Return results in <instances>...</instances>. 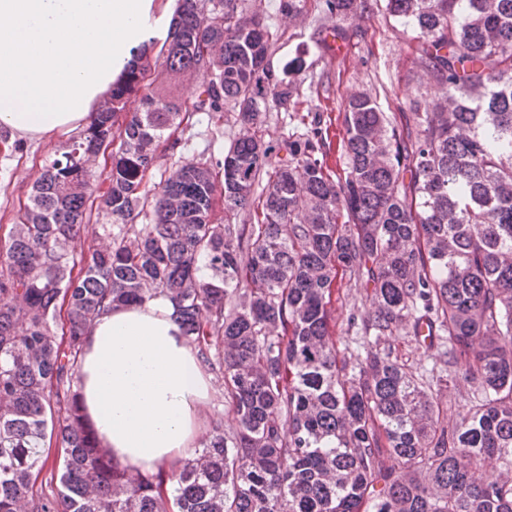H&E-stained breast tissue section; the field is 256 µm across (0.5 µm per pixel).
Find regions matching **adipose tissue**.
I'll return each mask as SVG.
<instances>
[{
  "mask_svg": "<svg viewBox=\"0 0 512 512\" xmlns=\"http://www.w3.org/2000/svg\"><path fill=\"white\" fill-rule=\"evenodd\" d=\"M179 0H0V126L44 140L82 129L134 50L163 43ZM78 399L112 461L176 473L206 431L213 379L163 297L95 321Z\"/></svg>",
  "mask_w": 512,
  "mask_h": 512,
  "instance_id": "ef3b65f1",
  "label": "adipose tissue"
}]
</instances>
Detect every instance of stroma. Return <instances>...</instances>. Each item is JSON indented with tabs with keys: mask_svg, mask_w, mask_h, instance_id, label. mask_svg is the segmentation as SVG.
<instances>
[{
	"mask_svg": "<svg viewBox=\"0 0 512 512\" xmlns=\"http://www.w3.org/2000/svg\"><path fill=\"white\" fill-rule=\"evenodd\" d=\"M245 9L247 13L260 14L281 36L271 57L274 70H281L288 60L302 55L311 63L314 73L325 72L331 77L328 96H319L305 86L301 89L299 111L268 113L262 125V137L270 145H277L293 132L303 131L305 124L316 118L327 128L332 145H339L344 134L343 105L356 92L369 93L382 111L394 113L415 95L431 96L437 91L434 82L413 62V33L386 21L382 15H353L340 21L339 28L349 47L348 55L340 57L331 49L318 48L320 35L312 17H285L279 9V0H245ZM181 127L189 137L187 144L172 152H161L148 174L149 182L171 176L181 161L202 154L215 160L222 158L240 133L236 116L231 112L215 115L194 112L184 119ZM67 141V136L60 135L22 142L16 150H0V243L16 223L45 159ZM371 308L370 293L344 289L341 300L334 302L332 309L338 346L352 340L347 331L349 316H365Z\"/></svg>",
	"mask_w": 512,
	"mask_h": 512,
	"instance_id": "stroma-1",
	"label": "stroma"
}]
</instances>
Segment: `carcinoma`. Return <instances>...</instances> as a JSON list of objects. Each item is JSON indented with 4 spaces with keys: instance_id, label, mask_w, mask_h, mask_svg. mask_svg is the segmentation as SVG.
Segmentation results:
<instances>
[{
    "instance_id": "cac0c4a2",
    "label": "carcinoma",
    "mask_w": 512,
    "mask_h": 512,
    "mask_svg": "<svg viewBox=\"0 0 512 512\" xmlns=\"http://www.w3.org/2000/svg\"><path fill=\"white\" fill-rule=\"evenodd\" d=\"M280 10L313 12L322 31L383 13L416 33L414 62L442 95L410 100L399 123L351 96L337 177L318 121L274 160L262 113L300 97L270 67L281 35L257 13L240 26L243 0H181L161 75L144 82L151 57H138L49 158L0 247V512H512V0ZM189 78L193 111L233 112L242 134L149 187ZM115 136L101 177L86 162ZM99 181L106 244L78 258ZM345 281L374 307L341 349ZM160 295L237 426L213 419L179 473L132 480L97 445L74 380L100 314ZM424 321L432 364L413 367L389 337L417 339ZM458 379L473 407L451 424L438 391ZM55 457L53 498L36 481Z\"/></svg>"
}]
</instances>
